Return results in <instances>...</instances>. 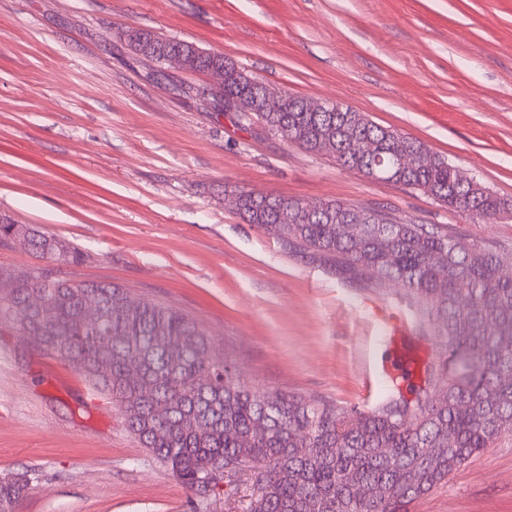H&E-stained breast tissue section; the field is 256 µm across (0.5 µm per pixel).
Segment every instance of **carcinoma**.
I'll return each mask as SVG.
<instances>
[{
    "mask_svg": "<svg viewBox=\"0 0 512 512\" xmlns=\"http://www.w3.org/2000/svg\"><path fill=\"white\" fill-rule=\"evenodd\" d=\"M142 57L181 54L188 69L224 68V90L242 96L240 121L258 120L286 142L331 156L368 176V139L384 144L382 161L414 153V167L395 182L419 190L473 220L512 214V204L459 179L454 166L403 133L363 113L312 112L286 91L264 98L266 83L232 59L146 30L127 34ZM237 212L279 241L329 257L353 279L368 268L374 286L399 282L448 344L435 395L389 401L362 412L284 390L258 392L232 363L214 356L204 329L180 311L129 301L109 281L44 279L33 267L0 272V319L10 318L35 346L71 363L110 396L129 430L191 493L206 466L224 475L255 469L248 512H401L504 433H512V279L502 269L512 253L446 233L433 224L396 219L362 204L233 190ZM351 226L350 233L343 231ZM0 216V243L14 242L49 262L81 261L69 243ZM40 305L30 306L32 296ZM94 308L98 316L85 318ZM36 473L0 477V512H13Z\"/></svg>",
    "mask_w": 512,
    "mask_h": 512,
    "instance_id": "carcinoma-1",
    "label": "carcinoma"
}]
</instances>
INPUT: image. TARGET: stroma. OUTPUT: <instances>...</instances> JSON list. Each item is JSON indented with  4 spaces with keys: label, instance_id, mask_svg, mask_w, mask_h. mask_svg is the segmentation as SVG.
Instances as JSON below:
<instances>
[{
    "label": "stroma",
    "instance_id": "obj_1",
    "mask_svg": "<svg viewBox=\"0 0 512 512\" xmlns=\"http://www.w3.org/2000/svg\"><path fill=\"white\" fill-rule=\"evenodd\" d=\"M226 55L278 90L335 99L512 202V0H0V213L70 242L55 276L171 306L257 390L368 410L433 389L448 354L395 282L375 289L224 204L244 187L361 203L512 252V215L471 222L238 122L207 79L160 71L122 30ZM391 376L383 378L380 368ZM39 479L16 512H244L199 504L111 399L0 320V476ZM404 512H512V436Z\"/></svg>",
    "mask_w": 512,
    "mask_h": 512
}]
</instances>
